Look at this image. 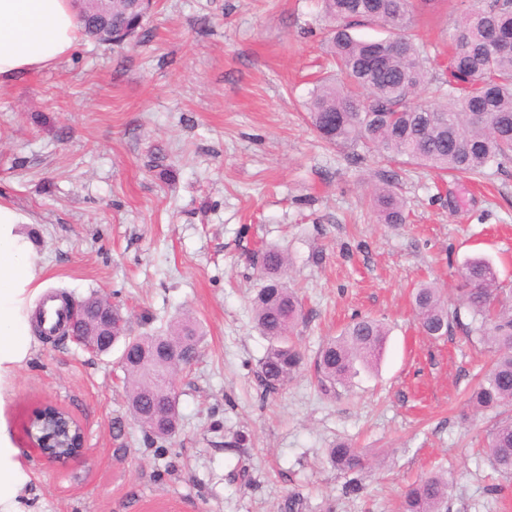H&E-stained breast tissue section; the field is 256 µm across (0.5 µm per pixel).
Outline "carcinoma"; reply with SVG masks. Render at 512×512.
Listing matches in <instances>:
<instances>
[{
	"instance_id": "obj_1",
	"label": "carcinoma",
	"mask_w": 512,
	"mask_h": 512,
	"mask_svg": "<svg viewBox=\"0 0 512 512\" xmlns=\"http://www.w3.org/2000/svg\"><path fill=\"white\" fill-rule=\"evenodd\" d=\"M320 11L330 23L327 47L336 76L317 81L306 108L311 128L324 142L357 160L377 156L472 180L480 179L492 162L512 161V47L496 50L485 42L491 27L512 36V0H482L458 22L450 35L444 105L410 101L428 81L429 58L408 34L409 5L402 0H320ZM147 16L145 6L116 0L106 24L114 31H143ZM364 24L380 25L389 35L355 37L353 30ZM375 202L381 223L407 222L406 205L391 186L377 188ZM261 257L264 284L252 299V310L269 346L259 362L258 378L265 391L276 392L305 368L304 356L292 341L303 312L296 291L285 281L288 254L268 248ZM462 273V303L471 315L466 331L493 354L469 404L478 410L511 406L512 300L501 294L492 262L472 258ZM414 303L418 323L429 336H443L459 321L436 288L417 289ZM112 318V340L123 343L131 418L152 441L165 442L176 435L180 421L171 377L181 362L198 358L201 328L193 318L178 316L164 331L128 336L118 309H112ZM386 336L382 322L364 317L328 339L313 361L321 390L336 395L349 389L359 369L378 362ZM486 450L494 469L511 481L512 417L489 430ZM328 456L346 473L365 468L362 456L347 443L328 449ZM452 489L453 476H426L404 493L402 512H442Z\"/></svg>"
}]
</instances>
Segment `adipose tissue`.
<instances>
[{"instance_id": "ef3b65f1", "label": "adipose tissue", "mask_w": 512, "mask_h": 512, "mask_svg": "<svg viewBox=\"0 0 512 512\" xmlns=\"http://www.w3.org/2000/svg\"><path fill=\"white\" fill-rule=\"evenodd\" d=\"M80 38L73 0H0V87L55 65ZM32 222L0 201V363L21 361L31 334L21 295L39 278L37 252L27 231Z\"/></svg>"}]
</instances>
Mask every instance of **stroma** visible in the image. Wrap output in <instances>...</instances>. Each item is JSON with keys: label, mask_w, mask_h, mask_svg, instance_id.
I'll use <instances>...</instances> for the list:
<instances>
[{"label": "stroma", "mask_w": 512, "mask_h": 512, "mask_svg": "<svg viewBox=\"0 0 512 512\" xmlns=\"http://www.w3.org/2000/svg\"><path fill=\"white\" fill-rule=\"evenodd\" d=\"M472 4L414 9L431 76L446 77ZM327 35L318 0H155L135 44L83 39L0 88V200L37 219L43 293L97 292L133 335L185 312L205 334L162 450L129 420L120 348L30 336L23 361L0 365V439L22 475L0 512H288L294 495L297 512H399L429 472L455 478L448 512H512V484L481 451L495 414L467 401L488 354L459 326L425 335L412 305L430 283L457 306L475 256L512 291V163L442 180L325 144L305 106ZM384 184L407 223H379L371 189ZM269 246L287 252L301 292L293 338L306 356L354 317L387 325L377 367L349 390L325 396L303 372L262 391L253 256ZM46 401L83 425L86 462H38L27 422ZM340 441L362 472L331 463Z\"/></svg>", "instance_id": "obj_1"}]
</instances>
